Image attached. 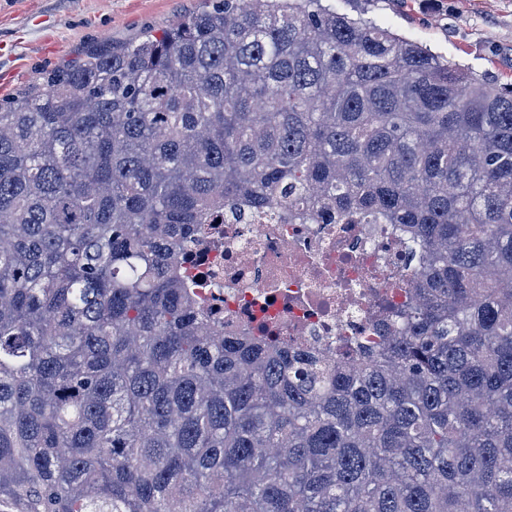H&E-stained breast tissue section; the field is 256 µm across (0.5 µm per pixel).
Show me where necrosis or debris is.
<instances>
[{"label": "necrosis or debris", "mask_w": 512, "mask_h": 512, "mask_svg": "<svg viewBox=\"0 0 512 512\" xmlns=\"http://www.w3.org/2000/svg\"><path fill=\"white\" fill-rule=\"evenodd\" d=\"M185 266L225 333L249 331L335 354L337 338L370 336L384 302H408L387 224H287L247 212L209 224Z\"/></svg>", "instance_id": "1"}]
</instances>
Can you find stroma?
<instances>
[{
	"label": "stroma",
	"mask_w": 512,
	"mask_h": 512,
	"mask_svg": "<svg viewBox=\"0 0 512 512\" xmlns=\"http://www.w3.org/2000/svg\"><path fill=\"white\" fill-rule=\"evenodd\" d=\"M203 6L204 0H0V99L42 84L92 49L160 34ZM331 6L512 84V0H331Z\"/></svg>",
	"instance_id": "35a3bbf8"
}]
</instances>
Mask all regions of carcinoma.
Instances as JSON below:
<instances>
[{
    "label": "carcinoma",
    "mask_w": 512,
    "mask_h": 512,
    "mask_svg": "<svg viewBox=\"0 0 512 512\" xmlns=\"http://www.w3.org/2000/svg\"><path fill=\"white\" fill-rule=\"evenodd\" d=\"M0 105V512H512V90L322 0H205ZM246 206L392 224L410 304L226 336Z\"/></svg>",
    "instance_id": "1"
}]
</instances>
